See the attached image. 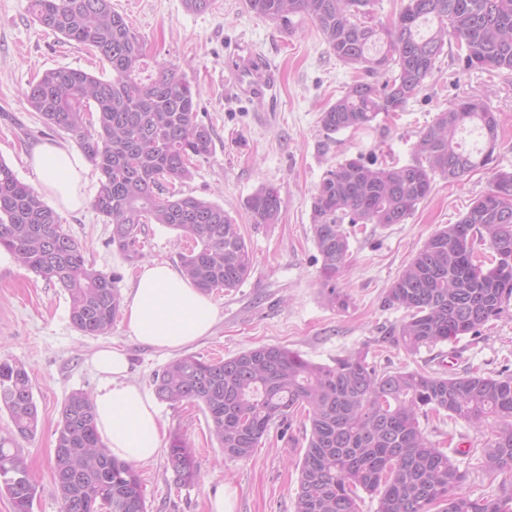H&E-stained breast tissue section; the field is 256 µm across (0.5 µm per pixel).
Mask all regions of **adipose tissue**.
Wrapping results in <instances>:
<instances>
[{"label": "adipose tissue", "mask_w": 512, "mask_h": 512, "mask_svg": "<svg viewBox=\"0 0 512 512\" xmlns=\"http://www.w3.org/2000/svg\"><path fill=\"white\" fill-rule=\"evenodd\" d=\"M31 165L42 189L69 209L82 206L83 158L55 144L38 146ZM124 319L133 336L150 346L176 350L210 333L214 304L179 273L162 264L144 265L123 302ZM93 364L102 378L93 402L99 432L113 455L137 464L163 447L160 416L153 398L126 380L128 361L118 348L96 352Z\"/></svg>", "instance_id": "ef3b65f1"}]
</instances>
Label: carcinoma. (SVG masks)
Returning a JSON list of instances; mask_svg holds the SVG:
<instances>
[{
	"label": "carcinoma",
	"mask_w": 512,
	"mask_h": 512,
	"mask_svg": "<svg viewBox=\"0 0 512 512\" xmlns=\"http://www.w3.org/2000/svg\"><path fill=\"white\" fill-rule=\"evenodd\" d=\"M371 2L247 0L272 23L307 15L338 61L385 76L380 84L348 85L321 112L327 133L369 127L379 114L400 111L424 88L450 38L466 65L512 75V0H406L387 26L368 24ZM30 9L39 24L95 52L112 71L104 79L49 69L24 91L27 105L47 126L74 135L99 171L92 207L112 225L110 243L133 259L145 225L164 224L193 242L180 255V271L198 290L239 287L253 267L240 225L224 206L175 187L192 179L196 159L213 152L211 129L197 121L196 87L173 63L141 77L145 44L112 0H30ZM499 126L496 111L464 98L421 131L411 163L374 167L346 159L325 173L312 200V231L331 305L349 304L336 286L349 256L344 222H404L430 195L435 176L457 182L492 162ZM505 185L512 188V172H495L488 192L430 236L392 283L388 301L407 318L388 341L412 353L453 341L478 332L512 300V206L499 199ZM247 209L256 224L276 223L279 189L260 186ZM1 248L67 293L70 322L82 335L112 331L122 311L115 278L94 267L57 211L0 159ZM153 386L171 406H201L230 459L250 458L271 426L305 414L309 435L294 512H362V491L378 496L377 512H512V492L476 499L461 493L464 474L420 426V417L443 411L487 427L481 467L512 473L510 374L379 373L361 352L325 365L271 345L218 360L180 355L154 375ZM2 410L12 429L0 436V494L13 512H32L38 484L18 443L34 439L38 406L30 372L15 360H0ZM167 465L176 483L198 482L183 436L170 439ZM53 489L62 512H146L138 471L112 454L85 391L71 393L60 409Z\"/></svg>",
	"instance_id": "1"
}]
</instances>
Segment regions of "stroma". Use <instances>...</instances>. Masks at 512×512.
Instances as JSON below:
<instances>
[{"instance_id": "35a3bbf8", "label": "stroma", "mask_w": 512, "mask_h": 512, "mask_svg": "<svg viewBox=\"0 0 512 512\" xmlns=\"http://www.w3.org/2000/svg\"><path fill=\"white\" fill-rule=\"evenodd\" d=\"M112 5L128 17L151 57L179 65L198 89L197 119L213 129L215 147L197 161L181 190L223 205L253 253L254 268L241 286L210 292L216 322L188 353L227 358L276 345L322 364L363 351L380 372L512 373V303L479 332L415 353L384 340L406 315L386 302L402 269L438 228L459 221L489 190L494 172H512V76L466 67L451 42L425 88L403 110L379 115L365 129L329 135L319 122L322 109L366 74L336 60L307 15L292 16L283 27L256 16L246 0H214L211 9L198 14L186 11L182 0H112ZM256 55L274 80L267 113L238 93L227 67L229 58L244 63ZM57 67L111 74L98 55L41 26L30 0H0V158L35 188L40 180L29 158L37 146L49 141L70 151L78 148L70 134L47 127L24 100L28 82ZM465 97L482 99L501 113L493 163L457 183L435 177L429 197L403 223L347 226L350 256L338 284L350 304L331 306L322 294L321 258L311 229L312 197L324 173L359 156L411 162L420 132L437 112ZM98 179L97 170L87 167L81 188L85 205L58 213L66 230L85 245L88 260L114 275L125 295L143 265L178 267L187 243L177 231L149 224L140 237L139 257H124L109 243L110 225L90 205ZM264 184L280 192L281 213L274 224L254 223L246 206ZM105 345L125 351L129 382L147 392L155 371L175 356L140 343L122 319L110 335H81L70 322L65 291L0 251V359L22 362L30 370L40 415L35 439L21 444L39 482L33 512H62L52 480L59 411L72 392H96L100 377L91 358ZM157 409L165 435H183L194 450L200 479L192 486L177 485L162 455L138 464L147 512H209L210 497L220 487L231 496L232 512H293L295 463L306 447L304 416L295 415L287 431L271 429L249 459L237 460L224 457L212 441L209 416L198 405L161 402ZM420 424L436 447L458 448L463 493L480 498L512 490V475L491 474L479 465L488 440L485 428L445 415L421 418Z\"/></svg>"}]
</instances>
